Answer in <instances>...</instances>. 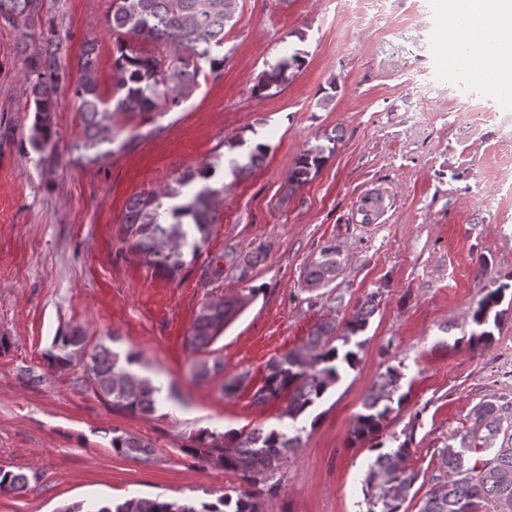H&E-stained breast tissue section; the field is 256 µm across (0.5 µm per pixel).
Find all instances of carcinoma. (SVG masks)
<instances>
[{
    "instance_id": "obj_1",
    "label": "carcinoma",
    "mask_w": 512,
    "mask_h": 512,
    "mask_svg": "<svg viewBox=\"0 0 512 512\" xmlns=\"http://www.w3.org/2000/svg\"><path fill=\"white\" fill-rule=\"evenodd\" d=\"M39 11L40 0H0V20L13 26H35ZM234 13L235 0H112L107 25L117 35V41L111 98L104 97L99 90L95 42L85 43L79 77L74 82L60 63V40L51 30L39 31L46 47L24 60V77L32 95L30 145L43 154L42 160L54 158L57 144L53 116L57 93L63 85L72 87L84 121L86 137L80 148L91 150L117 140L122 149L133 145L138 136L124 135L125 128L117 124L116 116L181 106L196 92L204 62L209 66V74L219 78L224 68V29ZM128 37L143 42H169L176 52L164 59L131 47L126 41ZM303 63L300 52H294L264 72L255 90L263 93L287 82L288 72L300 69ZM328 152H333V148L319 144L307 148L288 172V183L307 181L327 161ZM265 156L266 145L261 143L237 169L255 168ZM219 171L218 162L204 163L182 174L175 185L160 193L149 191L131 198L120 226L119 252L138 256L167 278L176 279L186 265L185 255L197 257L211 234V202L224 192V185L211 182ZM381 211L380 196L364 197L358 208L361 223H373ZM265 258V247L259 245L244 255L226 251L221 260L244 279ZM343 261L339 246H323L318 255L308 259L305 281L310 285L330 283ZM508 291L512 292V281L483 289L472 309V349L483 350L492 342L491 326L498 325L497 307ZM377 297L373 292L360 300L343 328L324 322L311 331L300 348L267 364L254 400L265 403L285 398V421L270 428L221 435L201 430L192 438L193 446L186 452L205 463L217 459L225 469L240 473L246 486L214 501L163 495L105 499L108 512H261L264 489L260 485L272 479L288 454L301 444L305 431L301 422L307 420L341 374L355 367L361 343L353 342V338L367 331L379 307ZM229 308L230 304L222 300L203 302L188 343L195 349L209 345L224 324ZM337 340L342 341V346L333 345ZM84 344L85 336L76 328L58 337V353L51 354V358L58 366L66 367L73 353ZM138 364V356L133 352L122 355L99 346L90 355L87 371L113 406L134 415H152L162 402V387L140 374ZM402 378L401 368L393 366L380 375L351 431L354 442H368L374 452L363 482L367 512H407L405 504L419 479V473L406 466L413 453V437L392 436L385 441L381 435L384 422L401 410L407 399V395L399 393ZM110 446L123 456L147 457L151 453L150 444L115 430ZM438 458L446 478L428 490L418 512H482L484 508L488 512H512V401L500 397L481 404L473 413L472 425L453 434L448 445L440 449ZM27 486L25 474L0 470L1 491H22Z\"/></svg>"
}]
</instances>
